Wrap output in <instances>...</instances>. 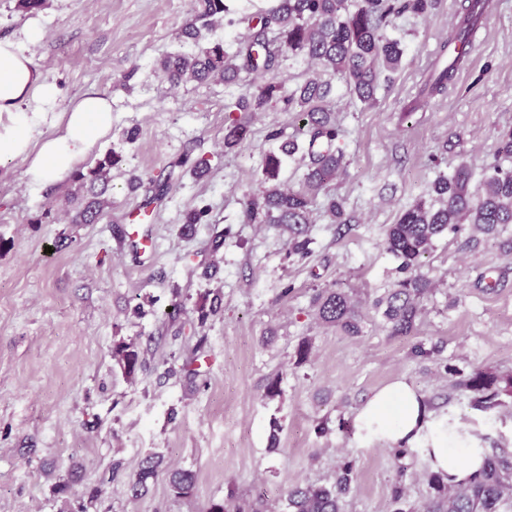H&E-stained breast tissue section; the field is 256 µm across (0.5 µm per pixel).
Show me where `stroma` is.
<instances>
[{
	"label": "stroma",
	"instance_id": "35a3bbf8",
	"mask_svg": "<svg viewBox=\"0 0 512 512\" xmlns=\"http://www.w3.org/2000/svg\"><path fill=\"white\" fill-rule=\"evenodd\" d=\"M464 2L436 0L429 18L404 17L390 29L405 53L374 106L334 83L328 102L349 165L319 192L312 253L302 259L289 255L286 231L242 218L246 195L264 188L266 154L279 149L269 131L294 137L295 113L279 103L228 111L261 86L256 72H241L236 84L175 87L158 69L166 55L216 38L236 47L245 26H217L194 44L177 37L193 17L191 0H45L32 12L0 0V39L22 43L59 86L54 112L91 86L111 96L112 131L84 166L116 159L112 204L94 224L68 223L77 188L70 178L37 188L24 161L0 171V512H76L94 487L97 512H206L231 490L263 493L277 510L288 486L332 482L347 457L357 478L345 512H386L398 486L411 512H422L430 495L425 456L415 454L399 473L389 445L365 446L353 429L372 393L399 379L480 447L512 452V410H473L449 376L512 373V224L493 233L468 225L435 240L421 259L431 288L410 335H391L373 306L400 278L383 245L387 225L460 162L479 188L499 133L512 129V0H490L454 86L407 109L457 34ZM35 23L43 37L31 43L26 32ZM235 120L248 134L229 149L224 129ZM186 154L206 159L205 176L176 167ZM164 175L171 182L162 193ZM331 193L342 198L347 223L326 212ZM193 206L209 214L187 236ZM218 233L224 246L213 255L207 246ZM322 288L360 297V335L317 320L310 299ZM208 291L222 294L223 307L201 325L192 308ZM305 338L312 350L301 364ZM120 340L139 350L135 379L112 359ZM418 345L424 355L415 354ZM275 376L282 393L265 398ZM151 453L196 473L191 496H175L161 478L143 498L129 497L126 481ZM69 477L65 500L54 487Z\"/></svg>",
	"mask_w": 512,
	"mask_h": 512
}]
</instances>
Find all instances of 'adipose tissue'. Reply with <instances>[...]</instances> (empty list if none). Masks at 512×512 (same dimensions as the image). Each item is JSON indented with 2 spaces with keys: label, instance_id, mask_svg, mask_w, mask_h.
<instances>
[{
  "label": "adipose tissue",
  "instance_id": "adipose-tissue-1",
  "mask_svg": "<svg viewBox=\"0 0 512 512\" xmlns=\"http://www.w3.org/2000/svg\"><path fill=\"white\" fill-rule=\"evenodd\" d=\"M60 94L55 82L18 42L0 39V164L28 161L32 185L70 174L112 130V100L84 91L57 122L55 133L40 138ZM357 436L366 444L387 442L421 449L433 471L467 481L483 462L484 450L445 419L434 417L408 383L395 381L374 392L355 418Z\"/></svg>",
  "mask_w": 512,
  "mask_h": 512
}]
</instances>
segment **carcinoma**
<instances>
[{
    "instance_id": "cac0c4a2",
    "label": "carcinoma",
    "mask_w": 512,
    "mask_h": 512,
    "mask_svg": "<svg viewBox=\"0 0 512 512\" xmlns=\"http://www.w3.org/2000/svg\"><path fill=\"white\" fill-rule=\"evenodd\" d=\"M195 22L182 28L180 36L196 39L201 29L209 28L216 19L228 27L244 25L249 30L246 40L236 51L228 53L224 43L215 41L196 54L167 56L160 64L164 77L173 85L203 82L221 77L235 82L241 71L268 75L267 81L254 93L240 95L226 106L235 112H262L271 103H282L284 109L298 112V132L305 138L301 146L295 139L281 143L280 151L289 156L302 152L306 173L298 189L269 187L260 196H248L243 217L247 223L284 224L288 227V255L301 258L311 254L312 239L307 224L316 195L345 174L347 160L336 146L340 128L331 115L327 98L333 81L341 82L362 103L375 101L377 88L392 81L402 62L399 40L389 38L386 29L404 16L427 18L436 0H275L269 8L255 15L239 12L234 0H195ZM488 9V0H468L457 16L459 35L470 40ZM302 55L318 65L322 75L312 77L293 89H285L277 80L281 59L286 55ZM465 63L461 53L433 66L419 97L420 107L427 99L441 95L453 85L456 72ZM247 135V126L233 122L225 128L224 146L234 148ZM496 162L485 169L481 190L470 191L471 168L462 164L449 176L436 178L430 186V199H420L403 210L395 223L387 226L386 251L399 260L403 277L395 287L376 299L374 307L382 312L391 334L406 336L414 329L420 312V300L429 291V279L420 272V259L429 252L434 241L449 233L456 234L467 222L492 233L512 224V130L497 138ZM115 159L108 154L95 168L77 171L73 181L86 189L70 218L72 224H94L110 205L109 173ZM222 298L205 294L195 304L197 321L221 310ZM313 306L318 319L336 326L350 336L361 332L358 306L351 294L341 288H326L315 295ZM112 360L126 378L135 377L141 366L134 342L120 341L112 347ZM451 386L469 394L471 406L491 412L505 406L502 397H512V375L491 370H475L468 375L454 373ZM165 476L178 497L191 494L196 475L191 470H171L159 454L145 456L137 472L126 483L132 498L146 496L159 476ZM354 476V463L347 460L336 471L331 484H294L288 487L285 512H344V498ZM425 480L433 497L425 512H512V453L494 448L486 453L483 467L464 485L448 482V477L425 471ZM207 512H268L263 497L249 500L235 492L213 503Z\"/></svg>"
}]
</instances>
